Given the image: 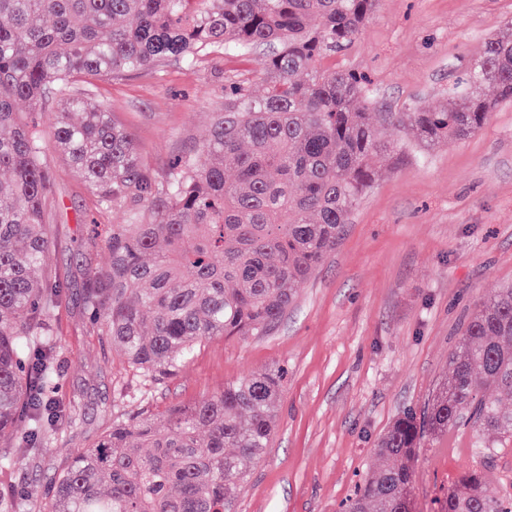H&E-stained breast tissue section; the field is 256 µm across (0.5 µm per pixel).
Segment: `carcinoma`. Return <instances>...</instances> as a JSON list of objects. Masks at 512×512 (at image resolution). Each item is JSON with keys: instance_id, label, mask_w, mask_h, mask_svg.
I'll return each mask as SVG.
<instances>
[{"instance_id": "1", "label": "carcinoma", "mask_w": 512, "mask_h": 512, "mask_svg": "<svg viewBox=\"0 0 512 512\" xmlns=\"http://www.w3.org/2000/svg\"><path fill=\"white\" fill-rule=\"evenodd\" d=\"M379 0H0V474L56 435L62 415L42 397L56 381L46 313L62 288L39 279L47 264L53 172L17 104L61 108L56 142L88 184L106 224L109 261L89 266L84 302L93 328L146 378L176 375L213 336H256L336 248L372 185L377 160L399 162L409 145L435 148L478 132L512 102V35L489 39L440 109L374 112L365 80L324 61L363 34ZM274 47L256 78L227 84L194 151L158 173L103 107L87 108L72 81L187 65L219 50ZM491 87L496 99L483 90ZM406 131L399 143L388 130ZM205 155L202 164L199 155ZM449 376L422 421L406 414L373 449L375 468L347 512H404L411 462L424 433L459 424L512 445V288L476 309L449 357ZM283 371L224 385L190 405L118 417L75 448L39 512H231L264 454ZM483 477L465 473L443 512H506Z\"/></svg>"}]
</instances>
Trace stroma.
<instances>
[{
	"label": "stroma",
	"instance_id": "stroma-1",
	"mask_svg": "<svg viewBox=\"0 0 512 512\" xmlns=\"http://www.w3.org/2000/svg\"><path fill=\"white\" fill-rule=\"evenodd\" d=\"M512 33V0H381L363 36L337 66L364 74L381 112L444 105L466 63L488 39ZM212 52L192 67L177 60L98 80L88 99L128 129L156 171L204 139L224 109L229 76L256 67ZM54 174L45 213L46 271L64 291L47 313L59 378L51 396L77 408L38 458L19 466L0 493L40 502L73 448L93 443L113 418L162 413L226 383L284 371L269 447L244 483L234 512H345L392 422L422 415L448 375V358L473 309L512 285V104H499L471 138L383 163L352 210L343 235L299 288L280 321L259 336L202 343L174 377L146 380L92 331L82 300L84 265L107 259L94 224L121 223L93 207L85 182L59 156L58 107L31 114ZM465 425L420 441L412 512H439L465 472L488 495L512 498V447L478 449Z\"/></svg>",
	"mask_w": 512,
	"mask_h": 512
}]
</instances>
